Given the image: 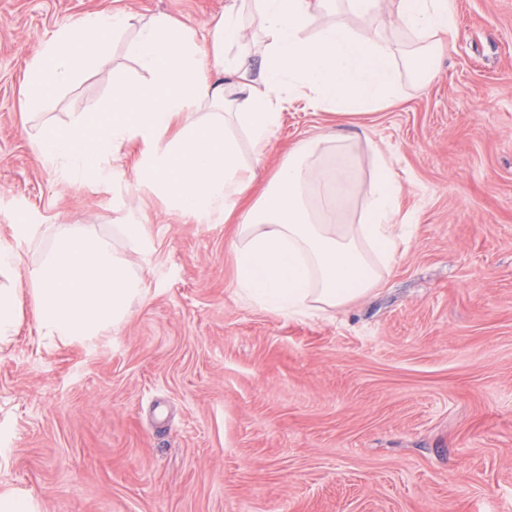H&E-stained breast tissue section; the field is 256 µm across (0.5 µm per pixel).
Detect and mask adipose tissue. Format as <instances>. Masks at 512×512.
<instances>
[{"label": "adipose tissue", "instance_id": "ef3b65f1", "mask_svg": "<svg viewBox=\"0 0 512 512\" xmlns=\"http://www.w3.org/2000/svg\"><path fill=\"white\" fill-rule=\"evenodd\" d=\"M264 35L261 62L229 48L246 40L238 8L209 23L196 42L163 15L137 18L102 8L61 28L27 69L26 97L38 102L78 72L102 66L112 32L135 28L131 52L146 82L115 80L112 117L45 124L35 140L43 165L65 164L79 181L109 174L108 158L125 142L143 147L141 186L159 192L188 217L228 221L247 188L244 171L260 168L289 99L304 97L337 115L393 103L411 74L428 82L436 57L431 40L454 36L451 0H396L394 23L416 48L405 53L369 31L329 20L314 37L316 15L343 10L376 19L381 0H253ZM252 146L243 157L233 128ZM361 135L300 141L267 190L243 216L230 249L241 298L288 317L326 313L368 293L398 249L399 180L381 153L364 159ZM369 168L366 192L358 173ZM362 208L357 222L348 215ZM39 332L50 341L90 340L128 316L139 278L108 238L57 232L30 269Z\"/></svg>", "mask_w": 512, "mask_h": 512}]
</instances>
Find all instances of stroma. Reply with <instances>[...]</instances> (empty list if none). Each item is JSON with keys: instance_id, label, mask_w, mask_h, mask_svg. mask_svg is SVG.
<instances>
[{"instance_id": "obj_1", "label": "stroma", "mask_w": 512, "mask_h": 512, "mask_svg": "<svg viewBox=\"0 0 512 512\" xmlns=\"http://www.w3.org/2000/svg\"><path fill=\"white\" fill-rule=\"evenodd\" d=\"M233 0H0V272L19 324L0 346V512H512V0H453L433 79L339 117L284 110L247 210L298 141L366 131L401 183L408 227L389 274L325 317L244 301L235 223L172 210L138 186L35 159L43 122L104 118L112 83L145 80L116 34L108 61L28 108L30 60L110 5L196 40ZM134 208L149 239L113 247L142 279L127 319L90 343L42 339L29 271L63 228L111 234Z\"/></svg>"}]
</instances>
